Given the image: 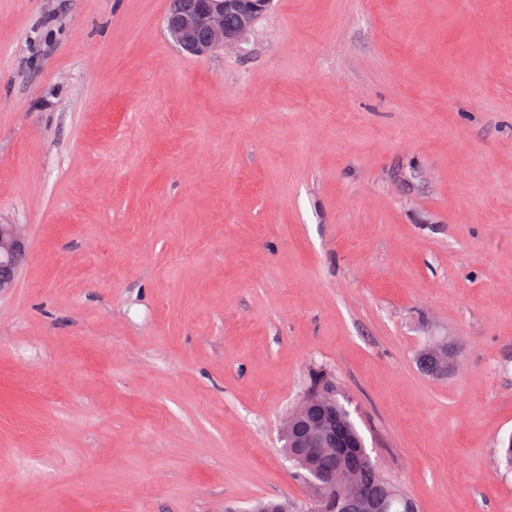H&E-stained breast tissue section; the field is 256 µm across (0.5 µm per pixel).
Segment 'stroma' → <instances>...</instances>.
<instances>
[{
  "instance_id": "obj_1",
  "label": "stroma",
  "mask_w": 512,
  "mask_h": 512,
  "mask_svg": "<svg viewBox=\"0 0 512 512\" xmlns=\"http://www.w3.org/2000/svg\"><path fill=\"white\" fill-rule=\"evenodd\" d=\"M169 6L0 0V512H314V369L419 512H512V0H272L203 56ZM28 249L19 224H0V295L14 288Z\"/></svg>"
}]
</instances>
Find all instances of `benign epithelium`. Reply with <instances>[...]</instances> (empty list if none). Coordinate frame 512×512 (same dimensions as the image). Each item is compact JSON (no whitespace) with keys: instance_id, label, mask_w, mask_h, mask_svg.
I'll return each instance as SVG.
<instances>
[{"instance_id":"benign-epithelium-1","label":"benign epithelium","mask_w":512,"mask_h":512,"mask_svg":"<svg viewBox=\"0 0 512 512\" xmlns=\"http://www.w3.org/2000/svg\"><path fill=\"white\" fill-rule=\"evenodd\" d=\"M270 0H181L166 19L173 40L192 55H203L217 46L230 47L261 16ZM235 12L240 25L224 28V13ZM29 249L28 240L18 224H0V295L14 288ZM281 435L296 448L321 460L320 483L316 498L325 512H386L384 498L361 491L342 497L329 492L336 479L356 470L357 452L348 426L336 412V402L310 396L287 416Z\"/></svg>"}]
</instances>
